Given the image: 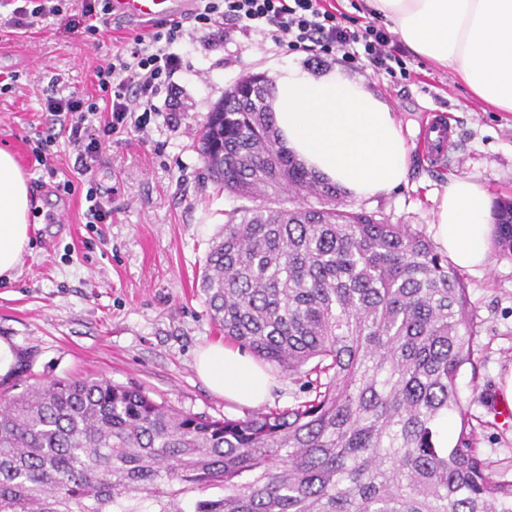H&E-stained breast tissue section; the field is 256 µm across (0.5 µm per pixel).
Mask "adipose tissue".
Here are the masks:
<instances>
[{"label":"adipose tissue","mask_w":512,"mask_h":512,"mask_svg":"<svg viewBox=\"0 0 512 512\" xmlns=\"http://www.w3.org/2000/svg\"><path fill=\"white\" fill-rule=\"evenodd\" d=\"M417 57L448 69L486 106L512 112V0H366ZM274 122L285 149L343 193L368 199L406 183L408 148L391 108L364 84L333 70L295 65L274 79ZM33 206L13 154L0 149V278H12L29 242ZM492 198L472 179H453L437 205L434 237L463 269L485 266ZM194 368L214 394L264 403L273 380L238 347L199 349Z\"/></svg>","instance_id":"obj_1"}]
</instances>
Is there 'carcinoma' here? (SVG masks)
Here are the masks:
<instances>
[{
    "instance_id": "carcinoma-1",
    "label": "carcinoma",
    "mask_w": 512,
    "mask_h": 512,
    "mask_svg": "<svg viewBox=\"0 0 512 512\" xmlns=\"http://www.w3.org/2000/svg\"><path fill=\"white\" fill-rule=\"evenodd\" d=\"M271 95L202 128L210 176L253 205L224 213L200 289L225 339L288 374L291 405L212 419L108 379L20 378L0 390V512H512L456 389L476 330L456 267L287 153ZM493 216L512 258V199Z\"/></svg>"
}]
</instances>
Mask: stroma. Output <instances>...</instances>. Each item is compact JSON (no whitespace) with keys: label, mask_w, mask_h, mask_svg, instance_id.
Returning <instances> with one entry per match:
<instances>
[{"label":"stroma","mask_w":512,"mask_h":512,"mask_svg":"<svg viewBox=\"0 0 512 512\" xmlns=\"http://www.w3.org/2000/svg\"><path fill=\"white\" fill-rule=\"evenodd\" d=\"M66 22L60 16L23 34L0 29V148L15 155L44 211L68 214L66 223L33 226L16 278H0V341L34 377L106 378L184 412L245 414L194 370L198 348L223 339L197 275L225 211L244 204L209 176L197 141L226 89L250 74L270 78L287 63L315 75L337 69L390 106L409 149L408 182L353 200V208L428 234L437 198L456 177H470L492 198L512 196V112L485 109L451 72L408 52V77L392 78L337 53L315 57L240 32L217 45L185 40V66L172 93L158 98L146 132L102 137L91 172L80 174L76 151L66 135L54 134L40 101L54 79L63 93L97 96L96 68L139 29L115 19L87 38L68 32ZM436 109L453 142L442 163L419 146ZM49 135L53 178L34 154ZM65 182L70 190H62ZM91 189L111 223H87ZM462 277L478 328L474 362L460 370L456 387L475 446L498 472L512 465V417L499 413V382L512 373V259L490 252L483 269Z\"/></svg>","instance_id":"1"}]
</instances>
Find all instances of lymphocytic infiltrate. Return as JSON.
Returning <instances> with one entry per match:
<instances>
[{
	"instance_id": "f902f5d3",
	"label": "lymphocytic infiltrate",
	"mask_w": 512,
	"mask_h": 512,
	"mask_svg": "<svg viewBox=\"0 0 512 512\" xmlns=\"http://www.w3.org/2000/svg\"><path fill=\"white\" fill-rule=\"evenodd\" d=\"M255 32L290 49L312 55L341 51L345 61L363 60L373 73L395 75L405 62L393 36L376 22L349 24L338 16L330 0H198L189 18H167L151 23L97 68L102 99L50 96L43 103L52 116L70 114L69 142L90 172L102 135L128 130L146 131L157 98L169 90L182 70L179 47L193 32L220 33L225 25ZM103 124H96L98 112Z\"/></svg>"
}]
</instances>
